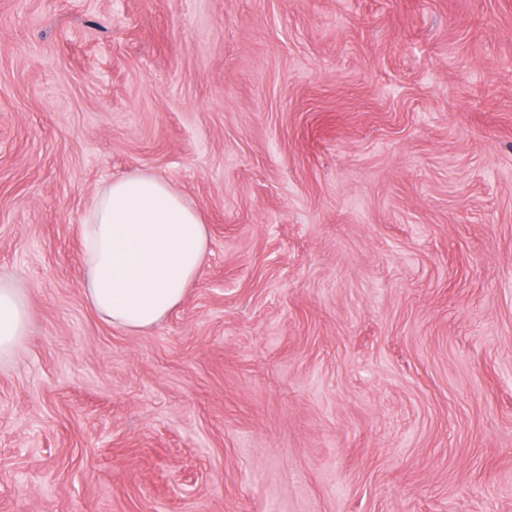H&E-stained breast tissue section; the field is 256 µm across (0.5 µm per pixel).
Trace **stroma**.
I'll use <instances>...</instances> for the list:
<instances>
[{
	"label": "stroma",
	"mask_w": 512,
	"mask_h": 512,
	"mask_svg": "<svg viewBox=\"0 0 512 512\" xmlns=\"http://www.w3.org/2000/svg\"><path fill=\"white\" fill-rule=\"evenodd\" d=\"M210 230L151 330L97 191ZM0 512H512V0H0ZM83 296L105 323L140 333L185 298L208 252L207 224L167 182L113 179L82 224ZM28 312L17 289L0 285V357L26 336Z\"/></svg>",
	"instance_id": "stroma-1"
}]
</instances>
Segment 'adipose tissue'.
<instances>
[{
    "label": "adipose tissue",
    "mask_w": 512,
    "mask_h": 512,
    "mask_svg": "<svg viewBox=\"0 0 512 512\" xmlns=\"http://www.w3.org/2000/svg\"><path fill=\"white\" fill-rule=\"evenodd\" d=\"M83 296L105 323L140 333L185 298L208 252V228L167 182L145 173L109 182L82 226ZM28 312L0 285V356L24 337Z\"/></svg>",
    "instance_id": "ef3b65f1"
}]
</instances>
